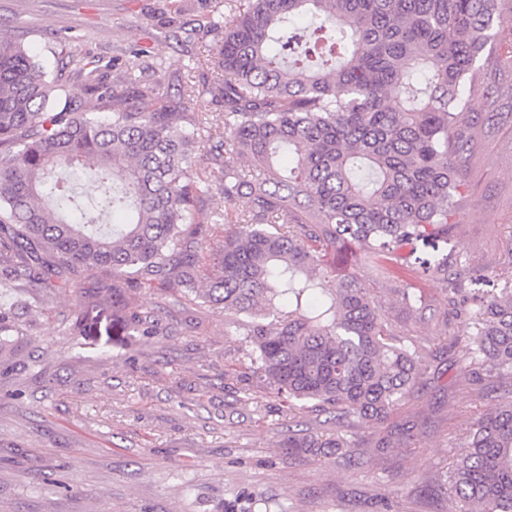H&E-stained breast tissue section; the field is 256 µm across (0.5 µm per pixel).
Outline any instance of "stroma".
Returning a JSON list of instances; mask_svg holds the SVG:
<instances>
[{"label":"stroma","mask_w":512,"mask_h":512,"mask_svg":"<svg viewBox=\"0 0 512 512\" xmlns=\"http://www.w3.org/2000/svg\"><path fill=\"white\" fill-rule=\"evenodd\" d=\"M0 0V33L34 51L48 78L77 86L96 59L101 85L118 83L132 51L161 64L158 92L140 109L190 91L189 109L217 115L222 85L210 59L223 27L203 29L215 0ZM468 115L478 133L462 172L448 247L466 267L490 265L496 287L512 279V37L485 51ZM374 287L395 339L425 361L419 385L387 424L334 420L311 402L264 389L248 349L222 311L163 288L139 292L159 326L151 336L71 331L86 302L70 288L23 299L0 282V324L21 330L0 351V512H455L442 477L477 419L512 396V381L477 380L462 349L477 327L437 280L426 308L405 312L391 284ZM416 422L410 444L377 452L388 426ZM346 434L329 457L288 454L289 431Z\"/></svg>","instance_id":"35a3bbf8"}]
</instances>
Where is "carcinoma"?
Wrapping results in <instances>:
<instances>
[{
	"mask_svg": "<svg viewBox=\"0 0 512 512\" xmlns=\"http://www.w3.org/2000/svg\"><path fill=\"white\" fill-rule=\"evenodd\" d=\"M499 0H229L233 20L215 66L224 72V213L202 225L212 184L195 155L213 122L164 101L123 71L55 110L59 86L20 42L0 34V273L51 295L97 279L73 336L102 320L151 336L137 290L159 284L224 305L271 392L315 401L361 423L385 422L418 384L422 360L393 342L366 268L407 309L421 282L467 293L478 333L474 372L512 379V287L491 292V267L466 276L452 252L414 261L419 243L448 242L474 132L468 92L497 30ZM82 200L56 177L84 170ZM246 199V207L237 202ZM397 425L375 447L406 445ZM290 454L331 457L345 434L290 433ZM456 499L512 512V400L473 425L446 477Z\"/></svg>",
	"mask_w": 512,
	"mask_h": 512,
	"instance_id": "cac0c4a2",
	"label": "carcinoma"
}]
</instances>
